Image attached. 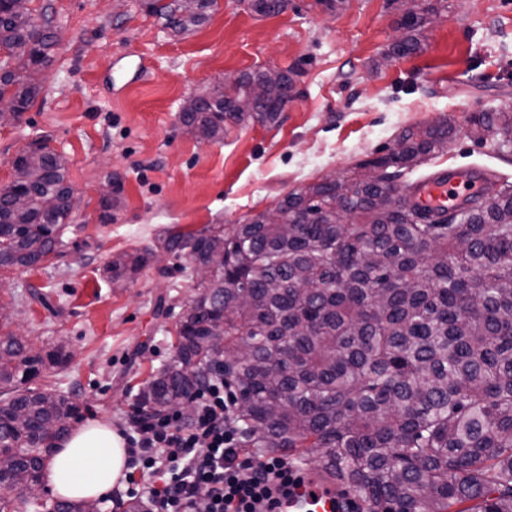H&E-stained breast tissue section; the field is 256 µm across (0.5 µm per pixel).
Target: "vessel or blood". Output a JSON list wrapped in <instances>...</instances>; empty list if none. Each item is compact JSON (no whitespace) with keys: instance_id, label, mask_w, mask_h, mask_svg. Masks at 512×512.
Instances as JSON below:
<instances>
[{"instance_id":"b4317fda","label":"vessel or blood","mask_w":512,"mask_h":512,"mask_svg":"<svg viewBox=\"0 0 512 512\" xmlns=\"http://www.w3.org/2000/svg\"><path fill=\"white\" fill-rule=\"evenodd\" d=\"M487 185L485 171H461L444 167L423 180L414 196L430 209H441L484 194ZM341 499L334 488L327 486L315 472L305 474L301 482L280 506L281 512H338Z\"/></svg>"}]
</instances>
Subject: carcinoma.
<instances>
[{"mask_svg": "<svg viewBox=\"0 0 512 512\" xmlns=\"http://www.w3.org/2000/svg\"><path fill=\"white\" fill-rule=\"evenodd\" d=\"M217 0H143L174 33L202 24ZM51 19L18 0H0V98L23 115L40 92L35 74L51 62ZM420 43L393 47L402 57ZM288 74L258 70L186 101L180 122L205 142L226 124L274 123ZM262 90L259 112H229ZM470 133L512 145V112H475ZM451 117L403 132L386 155L334 182L307 184L277 205L279 222L171 231L161 248L191 269L221 254L223 266L197 282L180 321L172 363L141 391L153 413L189 407L224 341V382L235 387L243 443L282 452L353 494L352 512H512V186L458 208L420 207L405 179L448 150ZM101 202L112 217L121 184ZM55 197L52 212L43 198ZM73 193L66 160L43 142L14 161L0 189V268H31L63 244ZM147 262L121 253L116 281ZM19 336H0V485L38 497L35 445L63 437L75 399L30 386L45 363Z\"/></svg>", "mask_w": 512, "mask_h": 512, "instance_id": "cac0c4a2", "label": "carcinoma"}]
</instances>
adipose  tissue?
Here are the masks:
<instances>
[{
	"label": "adipose tissue",
	"instance_id": "adipose-tissue-1",
	"mask_svg": "<svg viewBox=\"0 0 512 512\" xmlns=\"http://www.w3.org/2000/svg\"><path fill=\"white\" fill-rule=\"evenodd\" d=\"M45 487L63 500H97L126 479L127 451L111 424L90 421L73 429L45 460Z\"/></svg>",
	"mask_w": 512,
	"mask_h": 512
}]
</instances>
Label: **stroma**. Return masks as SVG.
<instances>
[{"label":"stroma","instance_id":"obj_1","mask_svg":"<svg viewBox=\"0 0 512 512\" xmlns=\"http://www.w3.org/2000/svg\"><path fill=\"white\" fill-rule=\"evenodd\" d=\"M404 2L289 0L261 15L250 0H218L203 24L176 35L142 0H30L61 38L33 106L0 124V188L44 137L66 158L73 189L63 245L37 267L0 269V305L12 309L0 336L68 353L42 367L36 387L75 396L80 420L116 423L175 357L195 280L173 258L115 282L111 258L158 252L171 231L244 223L302 185L388 153L404 130L455 121L447 152L416 176L454 166L512 183V149L469 133L472 113L512 112V0H431L436 22L412 33ZM410 33L419 51L392 58ZM266 69L292 81L277 122L227 125L218 143L181 124L199 87ZM111 177L121 204L105 220L98 191Z\"/></svg>","mask_w":512,"mask_h":512}]
</instances>
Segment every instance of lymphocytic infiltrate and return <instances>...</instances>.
<instances>
[{
  "label": "lymphocytic infiltrate",
  "instance_id": "obj_1",
  "mask_svg": "<svg viewBox=\"0 0 512 512\" xmlns=\"http://www.w3.org/2000/svg\"><path fill=\"white\" fill-rule=\"evenodd\" d=\"M191 408L187 419L135 408L118 420L130 468L127 496L148 512H277L302 470L279 454L243 451L235 394L220 370L195 392ZM140 473L147 482L137 481Z\"/></svg>",
  "mask_w": 512,
  "mask_h": 512
}]
</instances>
